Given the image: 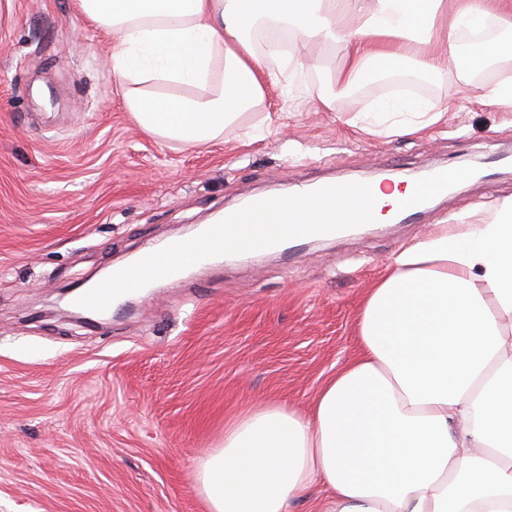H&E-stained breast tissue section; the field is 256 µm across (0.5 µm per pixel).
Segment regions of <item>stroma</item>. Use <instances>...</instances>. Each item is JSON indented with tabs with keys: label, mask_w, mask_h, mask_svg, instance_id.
I'll list each match as a JSON object with an SVG mask.
<instances>
[{
	"label": "stroma",
	"mask_w": 512,
	"mask_h": 512,
	"mask_svg": "<svg viewBox=\"0 0 512 512\" xmlns=\"http://www.w3.org/2000/svg\"><path fill=\"white\" fill-rule=\"evenodd\" d=\"M109 36L78 0H0V512H207L198 460L255 401L308 411L357 351L364 300L393 255L512 194V112L412 65L319 102L333 48L270 89L223 138L186 146L139 128L104 68ZM448 113L406 136L357 131L401 91ZM285 132L247 142L262 117ZM484 162L419 216L206 265L100 324L58 314L61 289L247 197L322 179Z\"/></svg>",
	"instance_id": "35a3bbf8"
}]
</instances>
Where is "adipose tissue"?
<instances>
[{"label":"adipose tissue","instance_id":"adipose-tissue-1","mask_svg":"<svg viewBox=\"0 0 512 512\" xmlns=\"http://www.w3.org/2000/svg\"><path fill=\"white\" fill-rule=\"evenodd\" d=\"M113 34L108 73L160 139L211 141L281 88L257 52L260 20L339 49L337 80L417 64L512 111V0H79ZM496 39H486L488 27ZM496 66L477 83L473 74ZM174 86L171 94L143 84ZM444 116L402 98L354 123L392 136ZM358 354L309 412L256 402L196 469L208 512H291L316 485L321 512H512V195L407 246L371 289Z\"/></svg>","mask_w":512,"mask_h":512}]
</instances>
